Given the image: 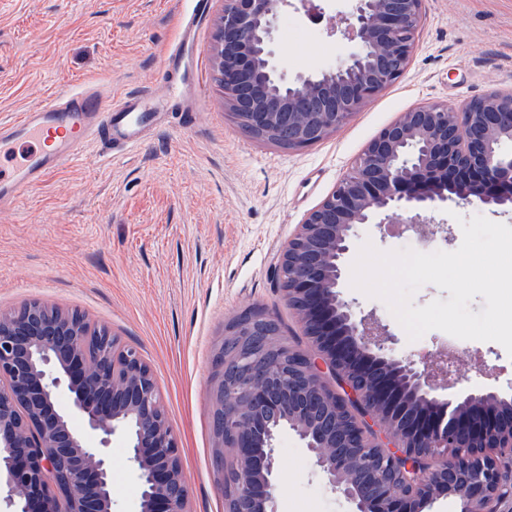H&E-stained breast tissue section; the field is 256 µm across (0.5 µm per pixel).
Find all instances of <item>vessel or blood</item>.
I'll use <instances>...</instances> for the list:
<instances>
[{
	"label": "vessel or blood",
	"mask_w": 512,
	"mask_h": 512,
	"mask_svg": "<svg viewBox=\"0 0 512 512\" xmlns=\"http://www.w3.org/2000/svg\"><path fill=\"white\" fill-rule=\"evenodd\" d=\"M206 8L207 0H191L179 36L165 54V70L180 76L166 95L149 91L124 94L106 105L98 91L88 86L56 95L42 106L1 123L0 152L19 144L25 151L9 172L0 174V210L14 205L49 174L82 155L91 142L118 154L141 144L147 127L161 126L173 102L181 98L184 86L195 77L194 44Z\"/></svg>",
	"instance_id": "1"
}]
</instances>
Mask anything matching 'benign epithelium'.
<instances>
[{"mask_svg":"<svg viewBox=\"0 0 512 512\" xmlns=\"http://www.w3.org/2000/svg\"><path fill=\"white\" fill-rule=\"evenodd\" d=\"M290 0H224L215 23L213 72L224 108L248 134L288 148L339 129L405 72L422 0H355L345 34L352 50L336 66L288 80L273 63V31ZM512 94L419 106L384 127L352 170L288 238L276 283L313 339L277 365L248 352L216 360L217 437L232 449L222 473L228 512H276L282 489L276 448L285 433L307 448L316 472L351 512H422L441 497L457 512H500L512 503V415L496 391L441 399L449 360L418 366L395 356L380 326L359 318L340 292L355 226L378 212L421 239L443 231L425 215L439 202L512 204ZM273 316L242 311L229 334L249 336ZM358 408L341 436L338 407ZM82 416L84 428L72 425ZM127 444L139 512H187L178 439L155 379L110 330L40 301L0 312V493L13 512H112V436ZM381 449L358 485L339 449ZM379 483L375 494L368 485Z\"/></svg>","mask_w":512,"mask_h":512,"instance_id":"7a95c632","label":"benign epithelium"}]
</instances>
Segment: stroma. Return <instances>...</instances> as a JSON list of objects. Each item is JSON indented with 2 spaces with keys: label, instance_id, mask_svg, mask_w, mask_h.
I'll return each instance as SVG.
<instances>
[{
  "label": "stroma",
  "instance_id": "obj_1",
  "mask_svg": "<svg viewBox=\"0 0 512 512\" xmlns=\"http://www.w3.org/2000/svg\"><path fill=\"white\" fill-rule=\"evenodd\" d=\"M208 4L194 47L200 87L186 98L192 113H168L163 128L118 158L90 144L0 212V312L35 300L77 309L141 355L179 441L188 512H224L213 371L229 322L259 307L279 317L291 346L311 348L275 286L279 255L297 224L402 113L512 93V0H423L405 75L335 133L286 149L246 135L225 111L212 71L222 2ZM189 7V0H0V121L90 83L111 97L162 91L163 56ZM351 8V0H314L307 12L284 9L280 20L296 29L275 31L279 71L312 74L343 58ZM475 215L512 226V210L450 202L432 213L447 239L425 245L375 218L358 226L349 256L367 242L380 251L452 252L462 243L460 219ZM342 291L358 315L386 325L396 355L461 348L441 397L477 389L512 395V356L499 343L439 330L411 341L382 300L347 282ZM278 455L277 512H349L293 435H283ZM108 456L114 512H138L122 439H113Z\"/></svg>",
  "mask_w": 512,
  "mask_h": 512
}]
</instances>
